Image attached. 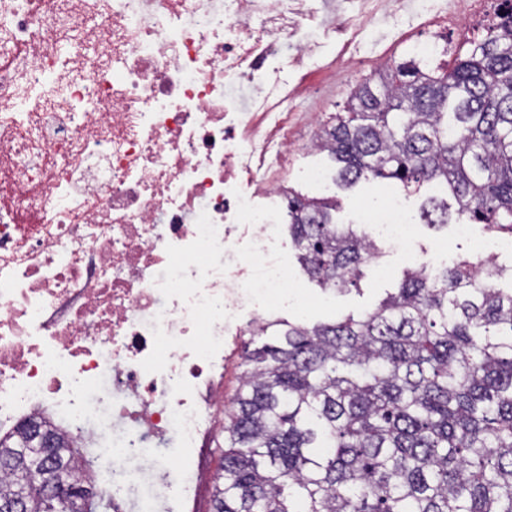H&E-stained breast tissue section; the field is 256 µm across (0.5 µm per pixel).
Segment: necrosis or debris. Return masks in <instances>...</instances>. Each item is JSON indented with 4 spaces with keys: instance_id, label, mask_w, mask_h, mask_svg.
<instances>
[{
    "instance_id": "4bbe7bcc",
    "label": "necrosis or debris",
    "mask_w": 512,
    "mask_h": 512,
    "mask_svg": "<svg viewBox=\"0 0 512 512\" xmlns=\"http://www.w3.org/2000/svg\"><path fill=\"white\" fill-rule=\"evenodd\" d=\"M353 54L449 0H320ZM308 0H0V431L48 417L109 459L112 512H196L224 339L279 307ZM403 260L398 194L370 226Z\"/></svg>"
}]
</instances>
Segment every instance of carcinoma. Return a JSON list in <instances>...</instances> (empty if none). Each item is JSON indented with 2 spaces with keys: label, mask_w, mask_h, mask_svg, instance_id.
Instances as JSON below:
<instances>
[{
  "label": "carcinoma",
  "mask_w": 512,
  "mask_h": 512,
  "mask_svg": "<svg viewBox=\"0 0 512 512\" xmlns=\"http://www.w3.org/2000/svg\"><path fill=\"white\" fill-rule=\"evenodd\" d=\"M499 22L460 44L454 65L413 55L359 82L317 148L345 187L432 183L421 220L450 214L512 236V0ZM456 208L449 212L448 199ZM334 198L288 192V235L326 292L359 287L380 257L357 224H337ZM512 281L496 256H462L431 274L409 265L370 311L332 322L272 320L242 351L224 415L213 512H512ZM52 459L24 484L14 471L29 433L0 438V512L15 497L45 512L50 468L87 478L55 433Z\"/></svg>",
  "instance_id": "1"
}]
</instances>
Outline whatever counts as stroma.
Listing matches in <instances>:
<instances>
[{"label":"stroma","instance_id":"obj_1","mask_svg":"<svg viewBox=\"0 0 512 512\" xmlns=\"http://www.w3.org/2000/svg\"><path fill=\"white\" fill-rule=\"evenodd\" d=\"M427 34V29L422 27H407L398 37L386 29H379L375 32L372 43L363 46L361 63L344 62L328 77L320 74L306 76L303 80L304 91L296 101L297 138L303 139L309 135V114L316 112L327 118L343 111L349 92L364 76L401 59L417 40ZM288 167L292 173L288 185L296 193L307 197H334L339 200L337 223H362L364 218L375 217L385 205V187L364 181L348 189L339 186L334 180V163L319 152L297 151L289 156ZM310 169L323 172V184L316 185L303 179V172ZM433 194L432 185L425 184L417 190L403 192L401 199L404 207L417 220L416 241L424 248L437 250L440 263L445 264L458 256L472 253L475 242L490 241V233L479 224L472 226L469 238L462 239L456 235L454 228L435 229L421 222V208ZM281 260L288 269V299L275 310L274 315L284 320L306 315L316 320L330 321L344 313L371 309L384 297L387 290L393 288L405 267L399 256L386 251L369 268L360 283L359 291L325 293L304 275L292 247L284 248Z\"/></svg>","mask_w":512,"mask_h":512}]
</instances>
